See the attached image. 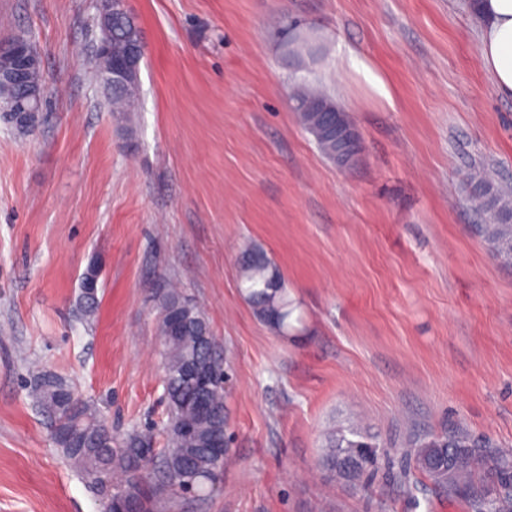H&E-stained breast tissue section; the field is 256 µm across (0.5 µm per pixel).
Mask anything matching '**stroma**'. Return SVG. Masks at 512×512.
<instances>
[{"instance_id": "stroma-1", "label": "stroma", "mask_w": 512, "mask_h": 512, "mask_svg": "<svg viewBox=\"0 0 512 512\" xmlns=\"http://www.w3.org/2000/svg\"><path fill=\"white\" fill-rule=\"evenodd\" d=\"M139 107L106 110L88 65L94 0H0V41L42 57L39 125L0 122V512H102L32 396L38 365L114 432L169 412L156 333L166 284L205 314L230 365L232 459L205 498L156 512H464L323 468L324 434L362 424L391 454L462 428L512 449V264L477 231L472 171L512 181V99L480 56L471 0H131ZM298 18L317 55L285 52ZM384 83L378 94L365 79ZM363 143L338 167L300 124V85ZM261 246L302 323L282 335L240 289ZM97 265V307L82 278Z\"/></svg>"}]
</instances>
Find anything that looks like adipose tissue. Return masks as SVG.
I'll list each match as a JSON object with an SVG mask.
<instances>
[{
    "instance_id": "adipose-tissue-1",
    "label": "adipose tissue",
    "mask_w": 512,
    "mask_h": 512,
    "mask_svg": "<svg viewBox=\"0 0 512 512\" xmlns=\"http://www.w3.org/2000/svg\"><path fill=\"white\" fill-rule=\"evenodd\" d=\"M480 55L496 91L512 97V0H478Z\"/></svg>"
}]
</instances>
